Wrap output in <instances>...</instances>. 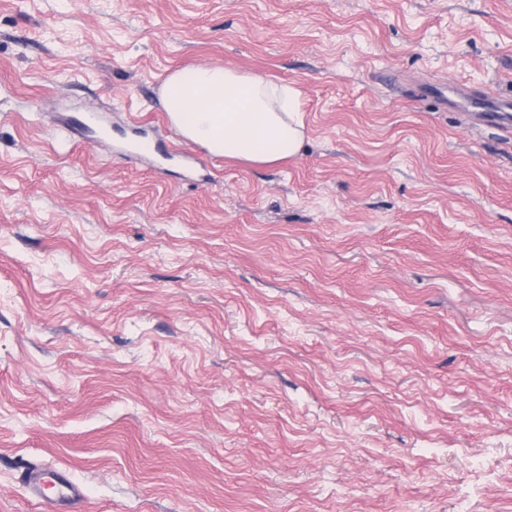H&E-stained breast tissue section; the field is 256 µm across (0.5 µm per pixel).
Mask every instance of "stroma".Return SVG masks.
Listing matches in <instances>:
<instances>
[{
  "instance_id": "obj_1",
  "label": "stroma",
  "mask_w": 512,
  "mask_h": 512,
  "mask_svg": "<svg viewBox=\"0 0 512 512\" xmlns=\"http://www.w3.org/2000/svg\"><path fill=\"white\" fill-rule=\"evenodd\" d=\"M200 64L301 153L130 149ZM511 96L512 0H0V512H512ZM48 478H51L53 483L60 489L64 488L66 490V492H61L63 501L73 503L78 501L82 496L81 491L78 488L72 487L67 477L62 472L53 473L38 470L28 471L25 475V486L29 494L36 498H43V485Z\"/></svg>"
}]
</instances>
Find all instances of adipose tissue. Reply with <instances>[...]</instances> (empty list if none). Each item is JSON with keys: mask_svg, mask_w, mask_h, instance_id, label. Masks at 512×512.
Listing matches in <instances>:
<instances>
[{"mask_svg": "<svg viewBox=\"0 0 512 512\" xmlns=\"http://www.w3.org/2000/svg\"><path fill=\"white\" fill-rule=\"evenodd\" d=\"M161 100L181 136L211 155L263 165L303 148L300 91L259 74L195 65L166 77Z\"/></svg>", "mask_w": 512, "mask_h": 512, "instance_id": "1", "label": "adipose tissue"}]
</instances>
